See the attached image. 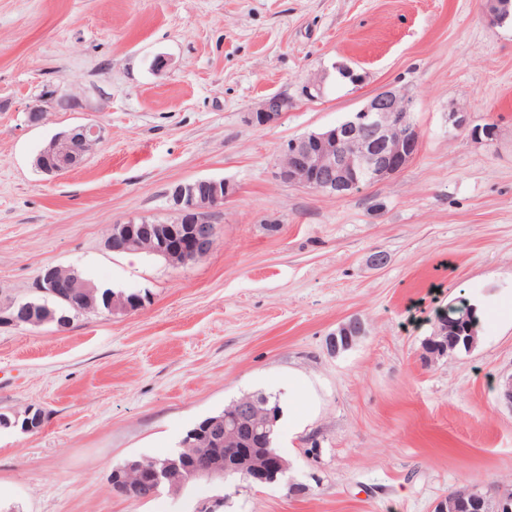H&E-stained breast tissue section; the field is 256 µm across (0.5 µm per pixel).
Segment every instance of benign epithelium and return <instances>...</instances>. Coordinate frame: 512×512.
<instances>
[{
    "mask_svg": "<svg viewBox=\"0 0 512 512\" xmlns=\"http://www.w3.org/2000/svg\"><path fill=\"white\" fill-rule=\"evenodd\" d=\"M486 14L491 23L506 24L512 18V0H486ZM412 109L413 102L408 96L391 85L384 86L335 126L288 139L281 147L276 177L292 186L337 196H347L363 184L383 181L398 172L416 153L419 132L410 119ZM286 111L287 98L272 94L264 98L255 111L247 113L245 121L255 127L270 126ZM448 125L455 130L468 129L474 139H481V129L471 125L467 112L450 108ZM100 139V130L91 124H82L59 134L41 152L40 170L58 176L77 167ZM235 192V186L224 179L204 178L179 183L170 193L179 213L176 222L156 224L151 229L133 222L125 224L119 234L107 237L106 246L112 251L146 246L175 264L194 260L208 252L216 236V225L209 220V212L223 205L224 200ZM39 287L60 298L78 292L85 302L94 303L95 286L59 267L47 268L40 277ZM27 309L24 304L3 305L0 322L18 326ZM364 334L363 320L351 317L331 334L329 349L333 353L345 351ZM461 341L474 346L478 341L476 327L460 323L451 336L448 327L438 328L430 348L440 350ZM247 420H254L249 410L224 418V435H233L238 424ZM178 467L177 459L167 462L162 469L149 465L146 460L135 463V468L148 475L156 489L164 483L168 471ZM234 475L256 486L267 483L266 477L248 472L242 457L229 453L218 465L203 458L198 467L188 473L187 480L225 479ZM461 506L478 507L469 484H462L451 495L437 500L432 512H454Z\"/></svg>",
    "mask_w": 512,
    "mask_h": 512,
    "instance_id": "benign-epithelium-1",
    "label": "benign epithelium"
}]
</instances>
